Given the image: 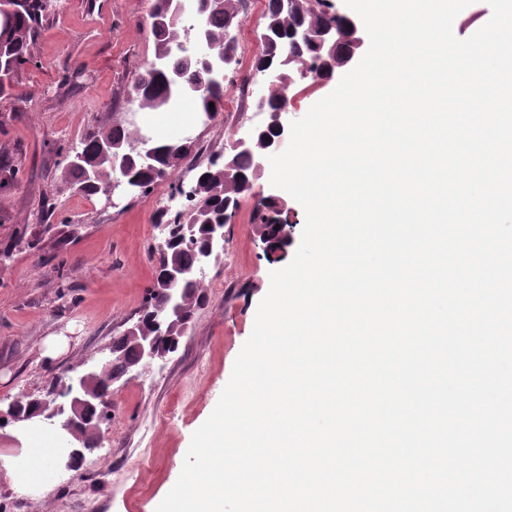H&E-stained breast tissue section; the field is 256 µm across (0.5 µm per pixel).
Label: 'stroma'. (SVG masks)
<instances>
[{"instance_id": "obj_1", "label": "stroma", "mask_w": 512, "mask_h": 512, "mask_svg": "<svg viewBox=\"0 0 512 512\" xmlns=\"http://www.w3.org/2000/svg\"><path fill=\"white\" fill-rule=\"evenodd\" d=\"M152 0H52L40 32L37 65L0 97V154L18 175L0 189V401L46 396L51 379L73 376L110 359L113 340L137 320L153 285L154 252L163 236L145 196L86 197L61 179L58 146L79 144L87 129L122 121L153 141L192 138L195 148L168 180L190 183L214 146L233 141L243 98L225 102L208 121L178 113L141 112L127 101L134 75L154 58ZM261 11L245 18L237 40L259 93L270 83L257 71ZM56 224L36 248L16 232L34 228L44 206ZM254 201L245 198L224 228L211 287L175 353L141 376L112 386V411L80 471L53 465L49 488L20 493L12 470L34 445L58 449L57 430L35 422L22 440L0 433V512H155L176 483L193 433L208 419L250 336L271 271L295 255L271 258L260 247Z\"/></svg>"}]
</instances>
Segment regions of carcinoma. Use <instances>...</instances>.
Here are the masks:
<instances>
[{"label":"carcinoma","mask_w":512,"mask_h":512,"mask_svg":"<svg viewBox=\"0 0 512 512\" xmlns=\"http://www.w3.org/2000/svg\"><path fill=\"white\" fill-rule=\"evenodd\" d=\"M324 2L326 0H293L288 5V30L316 32L336 21V17L323 9ZM201 3L203 10L199 24L204 38L218 49L228 46L230 38L226 18L229 10L233 9L234 0H201ZM172 4L173 0H153L149 17L152 19L154 36V60L134 77L130 102L140 111L152 112L186 100L193 111L212 120L223 108L224 75H208L195 56L175 51L184 41V31L181 24L170 20ZM49 6L50 0H27L10 33L5 37L0 35V64L7 67L6 76H14L28 65L37 63L34 46ZM285 54L290 60H301L307 79L312 82L319 83L329 78L330 72L323 64L329 49L311 40L295 42L290 38L286 45L277 37L266 41L262 55L256 60V67L262 69L267 55L279 58ZM211 102L214 103L212 107L209 106ZM140 137L139 131L131 130L120 122L93 127L81 141L87 159L67 161L61 179L70 189L84 196L104 193L113 181L114 172L110 162L100 157L99 149L102 146H115L117 151L129 156L131 173L140 182V192L145 194L149 188L176 171L195 147L194 141L189 139L155 142L153 146L160 153L154 166L147 167L137 157L136 144L140 143ZM227 163L248 174L255 166V159L248 152L234 153L219 160L210 156L207 164L200 167L196 174L194 194L185 197L184 209L174 219L177 224L198 225L195 239L166 244L159 252L158 264L177 265L185 270L171 284L174 294L183 301L184 319L180 321V330H167L166 297L160 293L151 294L134 324V333H124L112 341V347L121 350L122 355L114 357L97 370L84 383V388L96 393L110 391L111 381L138 361L136 344L139 336L155 338L161 358L178 349L179 344L171 342L166 334L180 335V331L189 327L198 309L207 302L195 268L207 243L206 229L202 225L224 214V199L231 195L229 186L224 182V166Z\"/></svg>","instance_id":"cac0c4a2"}]
</instances>
